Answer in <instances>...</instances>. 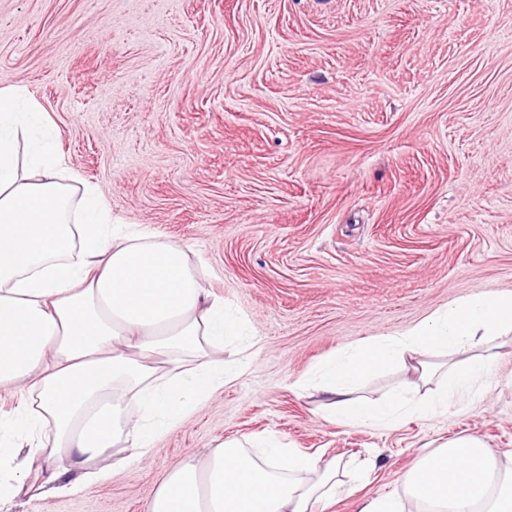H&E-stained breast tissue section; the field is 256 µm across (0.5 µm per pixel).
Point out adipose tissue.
Masks as SVG:
<instances>
[{
	"instance_id": "obj_1",
	"label": "adipose tissue",
	"mask_w": 512,
	"mask_h": 512,
	"mask_svg": "<svg viewBox=\"0 0 512 512\" xmlns=\"http://www.w3.org/2000/svg\"><path fill=\"white\" fill-rule=\"evenodd\" d=\"M0 89V388L24 385L0 437V502L30 479L71 493L147 457L159 437L204 405L239 370L211 351L241 318L211 300L183 246L113 223L99 188L74 204L61 159L42 144L26 164L17 143L45 118ZM512 334V292L453 302L396 336L332 354L318 369L332 421L394 426L485 388L498 341ZM421 357L426 403L406 390L359 396L372 374ZM339 463L302 456L271 437L219 444L169 472L148 512H317L345 493ZM401 483L418 512H512V463L476 437L420 456Z\"/></svg>"
}]
</instances>
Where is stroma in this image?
Listing matches in <instances>:
<instances>
[{"instance_id":"1","label":"stroma","mask_w":512,"mask_h":512,"mask_svg":"<svg viewBox=\"0 0 512 512\" xmlns=\"http://www.w3.org/2000/svg\"><path fill=\"white\" fill-rule=\"evenodd\" d=\"M25 89L116 224L179 243L244 318L239 376L147 459L9 512H147L161 478L244 435L404 496L427 444L512 459V340L482 396L342 426L299 382L449 303L512 291V0H0V88Z\"/></svg>"}]
</instances>
